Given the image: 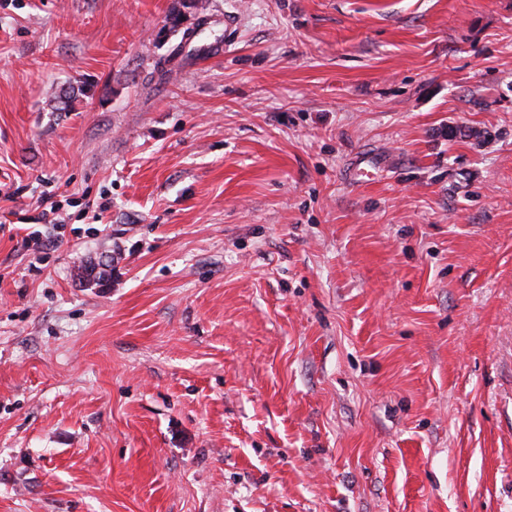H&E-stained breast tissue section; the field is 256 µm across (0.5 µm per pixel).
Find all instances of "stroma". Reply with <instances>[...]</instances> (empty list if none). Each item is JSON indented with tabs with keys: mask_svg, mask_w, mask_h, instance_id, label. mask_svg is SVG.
I'll return each mask as SVG.
<instances>
[{
	"mask_svg": "<svg viewBox=\"0 0 512 512\" xmlns=\"http://www.w3.org/2000/svg\"><path fill=\"white\" fill-rule=\"evenodd\" d=\"M208 2L0 0V512H512V0Z\"/></svg>",
	"mask_w": 512,
	"mask_h": 512,
	"instance_id": "stroma-1",
	"label": "stroma"
}]
</instances>
